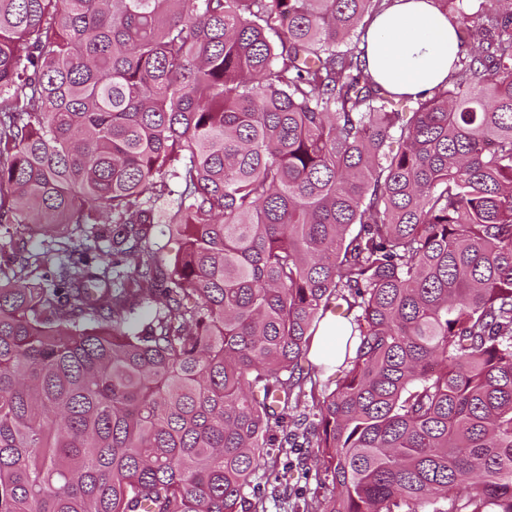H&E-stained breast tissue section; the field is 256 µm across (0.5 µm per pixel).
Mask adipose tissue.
<instances>
[{
  "label": "adipose tissue",
  "mask_w": 512,
  "mask_h": 512,
  "mask_svg": "<svg viewBox=\"0 0 512 512\" xmlns=\"http://www.w3.org/2000/svg\"><path fill=\"white\" fill-rule=\"evenodd\" d=\"M458 50L455 28L433 0H394L369 27L365 64L387 90L415 96L448 78ZM347 340L335 318H325L310 356L319 364L342 363Z\"/></svg>",
  "instance_id": "obj_1"
}]
</instances>
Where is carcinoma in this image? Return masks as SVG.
Listing matches in <instances>:
<instances>
[{"label":"carcinoma","mask_w":512,"mask_h":512,"mask_svg":"<svg viewBox=\"0 0 512 512\" xmlns=\"http://www.w3.org/2000/svg\"><path fill=\"white\" fill-rule=\"evenodd\" d=\"M387 3L0 0V512H264L288 444L306 512H512V12L399 112ZM349 333L350 331L345 330V334H341V327L336 323V318L326 317L320 325L314 338L310 355L307 357L309 365L312 364L313 369L314 366H317L312 359L318 364H341L344 360L345 346ZM308 363H304L306 372ZM273 449H275L274 456L277 455V471L281 475V480L277 493L278 502L274 504L271 499L267 501V512H306L307 501H311L316 495L319 499H323L331 494V480H326V487L321 485L325 476L322 472L317 473L310 453L311 449L289 447ZM305 468L308 472L307 476L302 475Z\"/></svg>","instance_id":"cac0c4a2"}]
</instances>
